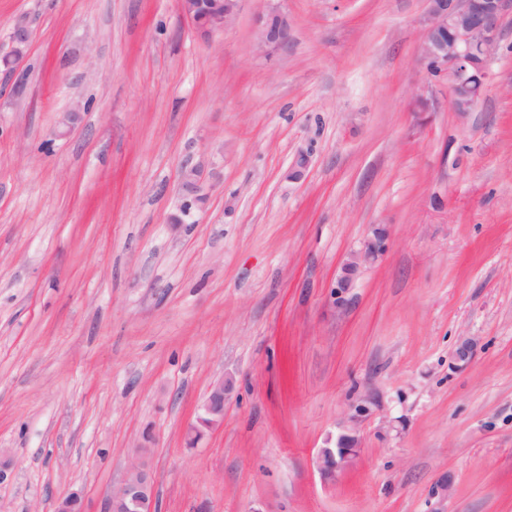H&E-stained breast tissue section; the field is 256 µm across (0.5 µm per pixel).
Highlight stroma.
I'll use <instances>...</instances> for the list:
<instances>
[{
	"instance_id": "1",
	"label": "stroma",
	"mask_w": 512,
	"mask_h": 512,
	"mask_svg": "<svg viewBox=\"0 0 512 512\" xmlns=\"http://www.w3.org/2000/svg\"><path fill=\"white\" fill-rule=\"evenodd\" d=\"M426 8L240 0L204 41L177 0H0V56L30 30L0 68V512L75 490L103 512L139 447L158 512H512V11L459 113ZM223 375L224 422L187 447ZM365 400L358 456L321 478ZM262 28V46L276 48L288 44L289 27L285 16L276 12L268 14L262 20ZM29 43V28L25 21H18L11 33V55L4 58L8 66L15 60L21 58L27 49ZM205 172V163L199 162L194 165L186 164L182 168V184L185 189L184 202L181 207V216L177 218L176 224H185L193 216L194 210L201 203V198L198 197L196 187L201 181ZM385 251V235L374 230L363 245L354 251L343 264L341 273L332 287L331 296L336 306L342 308L352 297V290L365 269L375 263Z\"/></svg>"
}]
</instances>
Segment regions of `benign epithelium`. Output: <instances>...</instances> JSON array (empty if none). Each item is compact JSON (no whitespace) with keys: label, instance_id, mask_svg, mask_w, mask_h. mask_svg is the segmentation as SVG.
<instances>
[{"label":"benign epithelium","instance_id":"7a95c632","mask_svg":"<svg viewBox=\"0 0 512 512\" xmlns=\"http://www.w3.org/2000/svg\"><path fill=\"white\" fill-rule=\"evenodd\" d=\"M424 19L422 56L433 75L450 77L452 106L457 112H471L479 104L487 87V65L499 43L500 27L504 12L512 0H427ZM239 0H178L183 18L202 37L208 38L224 32L236 17ZM262 45L276 48L288 44L289 27L285 16L272 12L262 20ZM29 43V28L25 21L16 23L11 33V55L4 58L7 64L21 58ZM205 172V163L185 165L182 184L185 189L181 216L177 223L191 219L201 203L196 187ZM385 251V235L376 230L363 245L354 251L343 264L341 273L331 291L336 306H345L352 297V290L365 269L375 263ZM232 389V382L219 377L214 379L196 424L190 429V443L197 442L202 430L219 427L224 420V405ZM370 411L361 403L348 415L336 436L334 445L319 449L315 463L324 477H332L348 468L359 449L360 423ZM82 496L73 492L56 502L55 512H82ZM104 512H156L154 479L143 453L134 455L128 462L125 476L112 490Z\"/></svg>","mask_w":512,"mask_h":512}]
</instances>
